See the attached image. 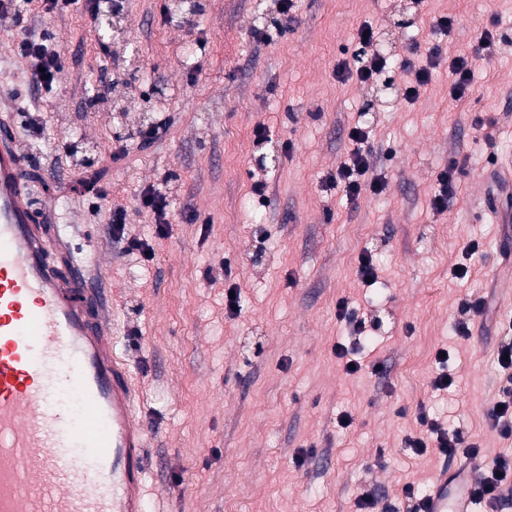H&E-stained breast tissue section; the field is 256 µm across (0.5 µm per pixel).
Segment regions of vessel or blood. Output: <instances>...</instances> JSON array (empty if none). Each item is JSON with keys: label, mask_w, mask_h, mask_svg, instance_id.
Here are the masks:
<instances>
[{"label": "vessel or blood", "mask_w": 512, "mask_h": 512, "mask_svg": "<svg viewBox=\"0 0 512 512\" xmlns=\"http://www.w3.org/2000/svg\"><path fill=\"white\" fill-rule=\"evenodd\" d=\"M24 161L1 120L0 512H145L147 435L105 290L36 217ZM468 507L464 481L439 475L430 512Z\"/></svg>", "instance_id": "1"}]
</instances>
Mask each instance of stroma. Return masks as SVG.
Here are the masks:
<instances>
[{"mask_svg": "<svg viewBox=\"0 0 512 512\" xmlns=\"http://www.w3.org/2000/svg\"><path fill=\"white\" fill-rule=\"evenodd\" d=\"M163 2L123 0L124 32L108 55L82 5L40 19L66 64L40 102L37 139L27 128L31 73L11 31H0V101L30 155V196L111 291L112 348L138 389L153 512H355L363 489L397 505L406 485L425 494L440 473L480 475L512 455V439L487 417L501 381L497 347L512 331V228L500 190L512 174V52L477 61L472 91L458 101L442 66L411 104L333 76L357 49L362 23L395 60L419 41L421 64L436 44L446 58L471 53L493 22L512 30V0H295L289 19L273 0H198L177 21L163 17ZM446 14L457 20L447 36L433 30ZM259 23L273 40H258ZM189 48L200 64L194 77ZM133 53L145 73L129 68ZM164 88L177 95L161 107ZM117 108L131 124L147 114L169 130L112 162ZM478 117L488 136L475 134ZM360 120L385 156L388 189L349 202L320 179L343 161ZM77 139L91 161L108 164L104 200L63 188L76 171ZM286 140L292 151L282 150ZM453 164L457 195L435 212L436 177ZM171 173L170 226L160 236L136 199ZM258 178L268 202L256 210ZM114 204L128 206L125 231L148 240L151 256L124 253L113 240ZM472 240L480 248L470 255ZM366 250L378 267L369 286L356 276ZM223 262L231 281H208ZM459 264L468 278L454 277ZM232 285L241 292L235 316L224 301ZM466 295L488 297L492 315L475 319L463 340L450 326ZM342 297L377 325L378 342L353 374L334 352L345 334ZM442 348L455 377L444 394L432 387ZM422 410L460 427L480 457L447 462L406 448ZM342 413L353 417L350 428L338 426ZM301 448L309 454L298 466Z\"/></svg>", "mask_w": 512, "mask_h": 512, "instance_id": "stroma-1", "label": "stroma"}]
</instances>
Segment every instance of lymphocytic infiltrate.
Returning a JSON list of instances; mask_svg holds the SVG:
<instances>
[{"label":"lymphocytic infiltrate","mask_w":512,"mask_h":512,"mask_svg":"<svg viewBox=\"0 0 512 512\" xmlns=\"http://www.w3.org/2000/svg\"><path fill=\"white\" fill-rule=\"evenodd\" d=\"M76 0H0V20L12 26L14 50L30 64L32 84L35 91H49L57 84V76L63 68V56L57 49L48 47L45 36L39 35L33 22L34 14L53 16L65 12ZM363 37L359 39L362 50L360 59L339 61L334 75L338 82L350 80L363 86L377 84L391 70L389 58L376 50L377 33L372 24H363ZM512 48V35L499 29H484L476 38L473 51L468 55H458L448 64L450 78L449 94L459 100L469 94L473 66L476 59L494 57L502 50ZM409 58L403 59L401 69L403 82L400 97L410 101L416 99L425 88L434 69L441 61L440 48H432L426 65L418 66L412 61L417 47H410ZM373 130L364 123L354 124L348 132L350 149L343 162L334 171L325 174L323 187L339 192L342 198L354 201L369 193L375 196L387 191L386 176L372 147ZM504 355L499 366L504 372L499 389V398L488 412V420L502 438L512 437V336L504 337L499 345ZM421 430L418 436L407 438L406 446L413 452L422 454L435 449L443 457L467 459L477 458L481 450L469 443L459 430L448 428L442 422L420 414ZM512 492V456H499L491 470L472 482L469 497L475 502L497 505L504 493Z\"/></svg>","instance_id":"1"}]
</instances>
